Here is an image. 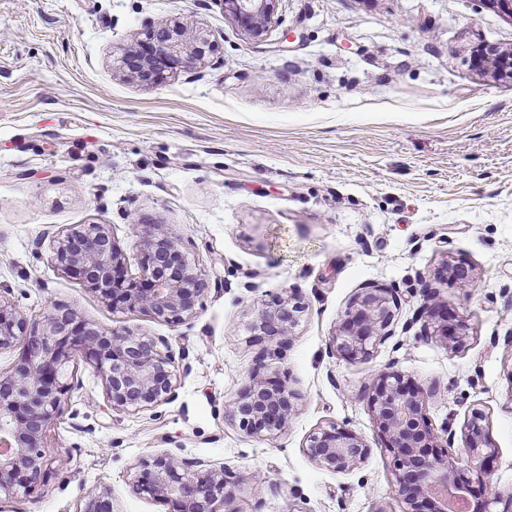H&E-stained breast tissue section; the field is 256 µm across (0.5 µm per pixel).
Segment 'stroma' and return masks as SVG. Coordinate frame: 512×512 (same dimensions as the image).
I'll list each match as a JSON object with an SVG mask.
<instances>
[{
  "instance_id": "obj_1",
  "label": "stroma",
  "mask_w": 512,
  "mask_h": 512,
  "mask_svg": "<svg viewBox=\"0 0 512 512\" xmlns=\"http://www.w3.org/2000/svg\"><path fill=\"white\" fill-rule=\"evenodd\" d=\"M175 18L203 28L221 61L156 87L124 78L121 48ZM486 46L512 49V18L485 0H278L257 42L221 0H0V298L33 321L59 306L166 337L190 365L174 402L128 413L93 367L69 363L45 479L1 496L0 512H81L102 490L112 512H167L133 486L140 461L167 449L224 467L237 512H402L366 399L391 362L430 391V422L451 423L455 447L469 411L487 414L491 477L512 493V78L479 68ZM136 222L160 225L202 271L190 323L112 311L57 268L56 232L104 224L140 275ZM424 284L467 324L464 347L411 328ZM372 286L403 296L393 341L365 360L329 355ZM291 292L307 310L288 347L253 341L257 306ZM261 352L301 411L258 438L225 406ZM329 421L366 439L359 468L332 473L303 453Z\"/></svg>"
}]
</instances>
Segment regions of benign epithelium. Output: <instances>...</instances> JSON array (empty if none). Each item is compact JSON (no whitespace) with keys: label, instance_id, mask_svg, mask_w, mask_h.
<instances>
[{"label":"benign epithelium","instance_id":"obj_1","mask_svg":"<svg viewBox=\"0 0 512 512\" xmlns=\"http://www.w3.org/2000/svg\"><path fill=\"white\" fill-rule=\"evenodd\" d=\"M252 40L272 23L278 0H221ZM218 52L206 32L179 21L147 25L141 45L121 49L119 71L144 85L158 86L178 68L202 65ZM484 68L509 71L512 52L481 50ZM145 254L139 279L127 276L125 255L105 224L72 227L54 239V260L65 274L87 283L112 310H140L150 318L183 324L197 315L206 291L202 275L187 264L178 243L156 225L133 226ZM401 298L396 291L372 288L362 292L330 336L327 348L349 360L367 359L392 338L388 327ZM306 304L295 295L279 297L257 309L253 328L258 338L283 345L298 325ZM425 336H448L459 346L468 337L463 321L448 322L436 292L423 291L414 313ZM22 343L13 371L0 375V495L28 493L40 481L51 459L43 440L61 414L69 387L62 381L66 364L81 359L102 377L107 402L116 411L136 412L177 398L178 361L164 336L120 333L57 308L40 322H31L0 299V351ZM259 352L248 386L226 407L228 417L250 436H272L299 414L298 394L284 384L260 376ZM367 402L397 473L395 496L403 512H512V493L503 495L486 468L497 454L487 415L471 411L465 426L461 461L451 457L452 427L440 437L429 423L427 395L411 378L388 364L367 393ZM320 468L347 473L363 464L371 448L363 436L334 422L311 432L302 446ZM134 481L138 493L162 503L168 512H236L224 467L202 458L165 450L144 460ZM81 512H112L108 492L94 494Z\"/></svg>","mask_w":512,"mask_h":512}]
</instances>
